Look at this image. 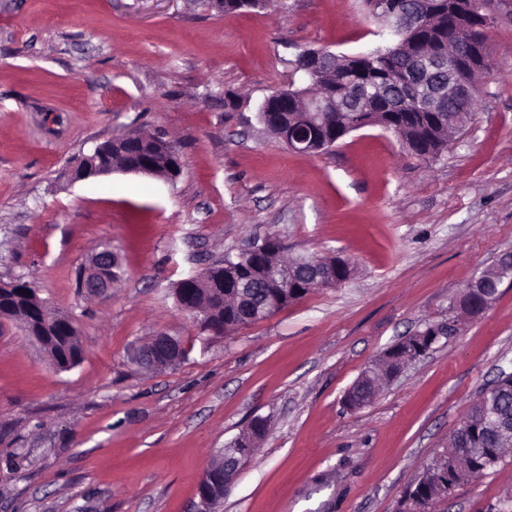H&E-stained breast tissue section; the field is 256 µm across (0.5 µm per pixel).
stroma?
I'll return each instance as SVG.
<instances>
[{"instance_id": "1", "label": "stroma", "mask_w": 512, "mask_h": 512, "mask_svg": "<svg viewBox=\"0 0 512 512\" xmlns=\"http://www.w3.org/2000/svg\"><path fill=\"white\" fill-rule=\"evenodd\" d=\"M493 16L473 117L424 160L378 126L298 154L258 120L272 91L304 87L302 50L389 42L362 0L236 15L197 0H0V279L67 311L83 350L57 369L0 320V512H197L204 469L256 417L267 432L217 512H399L480 391L512 371V276L480 316L457 307L512 251V0ZM133 129L175 144L176 179L69 180L72 158ZM270 233L354 272L202 332L178 282ZM103 243L123 276L93 296L79 274ZM454 317L456 335L344 406L386 349ZM157 334L181 340L180 364L133 361ZM508 497L512 455L440 512H498Z\"/></svg>"}]
</instances>
